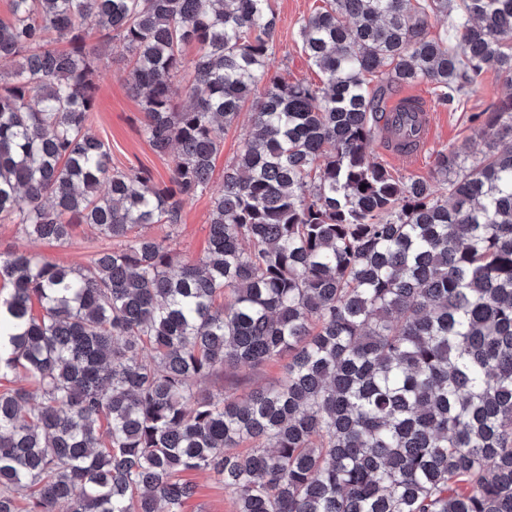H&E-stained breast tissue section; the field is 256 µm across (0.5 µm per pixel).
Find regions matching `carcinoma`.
<instances>
[{"mask_svg":"<svg viewBox=\"0 0 512 512\" xmlns=\"http://www.w3.org/2000/svg\"><path fill=\"white\" fill-rule=\"evenodd\" d=\"M276 27L268 0H11L0 221L61 244L88 224L105 246L76 268L0 250V374L41 398L0 392V512H181L189 470L236 512H512V97L475 117L480 158L440 152L428 180L369 157L386 134L413 144L412 103L386 111L402 83L448 104L488 68L512 87V0H327L299 28L320 86L269 73ZM114 35L168 186L90 133ZM206 191L188 261L173 234ZM152 224L167 235L136 233ZM279 363L238 393L241 368ZM251 104H247L241 112L238 121L220 135L221 152L215 161L213 172V187L221 184L224 178V168L235 160L242 143L252 130ZM211 192L186 200L182 221L174 237V247L186 260H197L207 247ZM240 375L246 378L245 390L256 387L275 385L282 377V367L277 364L267 365L261 372L254 373L248 368H241Z\"/></svg>","mask_w":512,"mask_h":512,"instance_id":"cac0c4a2","label":"carcinoma"}]
</instances>
